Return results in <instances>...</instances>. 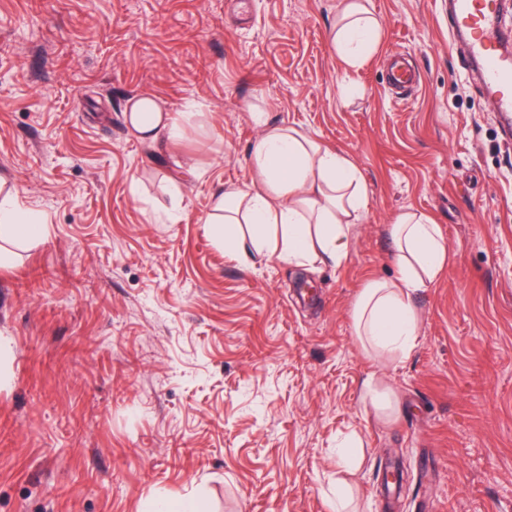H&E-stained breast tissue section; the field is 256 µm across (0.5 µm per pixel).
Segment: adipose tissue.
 Here are the masks:
<instances>
[{
	"label": "adipose tissue",
	"mask_w": 512,
	"mask_h": 512,
	"mask_svg": "<svg viewBox=\"0 0 512 512\" xmlns=\"http://www.w3.org/2000/svg\"><path fill=\"white\" fill-rule=\"evenodd\" d=\"M380 39V24L366 0H344L336 24V52L359 66ZM125 121L144 142L178 140L182 127L167 104L141 95L128 100ZM255 182L231 188L215 199L209 223L237 226L230 243L234 255L249 260L263 255L301 266L326 256L342 260L352 228L366 207L363 181L353 163L293 127L263 126L251 152ZM0 177V238L38 239L45 219L23 209ZM391 281L368 282L355 308L359 336L376 351L406 356L419 326L413 295L432 282L448 261V244L428 217L400 213L389 226Z\"/></svg>",
	"instance_id": "adipose-tissue-1"
}]
</instances>
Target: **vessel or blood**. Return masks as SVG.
Wrapping results in <instances>:
<instances>
[{
    "instance_id": "vessel-or-blood-1",
    "label": "vessel or blood",
    "mask_w": 512,
    "mask_h": 512,
    "mask_svg": "<svg viewBox=\"0 0 512 512\" xmlns=\"http://www.w3.org/2000/svg\"><path fill=\"white\" fill-rule=\"evenodd\" d=\"M450 27L469 43L470 56L492 105L504 123L512 122V59L500 50L497 17L503 0H449Z\"/></svg>"
}]
</instances>
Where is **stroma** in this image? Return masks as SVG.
<instances>
[{
  "instance_id": "stroma-1",
  "label": "stroma",
  "mask_w": 512,
  "mask_h": 512,
  "mask_svg": "<svg viewBox=\"0 0 512 512\" xmlns=\"http://www.w3.org/2000/svg\"><path fill=\"white\" fill-rule=\"evenodd\" d=\"M356 68L340 0H0V174L47 236L0 264V512H512V134L448 31V0H371ZM420 77L408 99L388 56ZM164 98L173 143L128 99ZM358 168L367 206L341 263L232 256L206 223L251 184L262 123ZM183 202L169 217L171 179ZM439 224L448 263L416 293L406 359L353 309L393 279L388 227ZM375 377L400 399L365 407ZM398 457L404 492L378 474ZM368 1L345 0L336 24V52L351 67L359 66L380 39V24ZM125 121L143 142L176 141L182 127L167 104L156 96L141 95L130 98L125 106ZM364 394L372 413L379 420H389L398 408V398L395 393L381 389L372 379L365 380Z\"/></svg>"
}]
</instances>
